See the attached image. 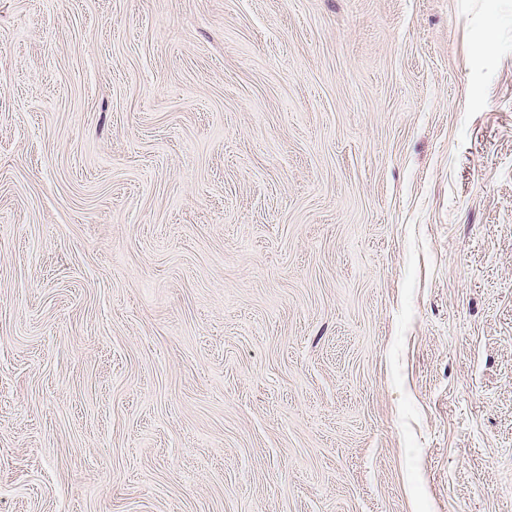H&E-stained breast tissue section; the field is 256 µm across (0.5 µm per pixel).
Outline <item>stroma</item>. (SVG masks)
<instances>
[{
    "label": "stroma",
    "mask_w": 512,
    "mask_h": 512,
    "mask_svg": "<svg viewBox=\"0 0 512 512\" xmlns=\"http://www.w3.org/2000/svg\"><path fill=\"white\" fill-rule=\"evenodd\" d=\"M0 512H512V0H0Z\"/></svg>",
    "instance_id": "obj_1"
}]
</instances>
